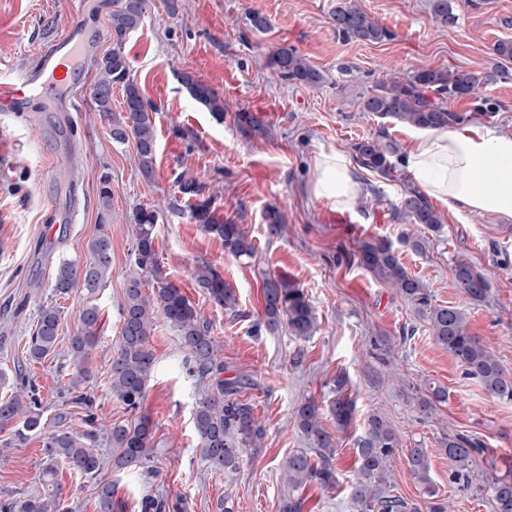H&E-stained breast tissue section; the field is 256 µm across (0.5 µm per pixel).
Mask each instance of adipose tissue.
<instances>
[{"instance_id":"1","label":"adipose tissue","mask_w":512,"mask_h":512,"mask_svg":"<svg viewBox=\"0 0 512 512\" xmlns=\"http://www.w3.org/2000/svg\"><path fill=\"white\" fill-rule=\"evenodd\" d=\"M408 169L423 193L455 213L512 220V134L492 129L433 130L420 135ZM311 190L339 211L358 205L362 184L349 157L320 152Z\"/></svg>"}]
</instances>
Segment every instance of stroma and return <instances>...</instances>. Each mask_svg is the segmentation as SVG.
<instances>
[{"instance_id": "stroma-1", "label": "stroma", "mask_w": 512, "mask_h": 512, "mask_svg": "<svg viewBox=\"0 0 512 512\" xmlns=\"http://www.w3.org/2000/svg\"><path fill=\"white\" fill-rule=\"evenodd\" d=\"M339 0H150L142 25L127 39L124 53L131 74L156 106L157 159L153 181L138 170L132 144L113 142L105 118L95 109L91 88L94 64L112 49V0H0V79L17 78L37 61L41 48L59 37L71 16L87 11V28L96 34L93 63L79 71L82 92L72 112L56 103L38 111L0 112V370L23 362V346L40 306L63 307L58 344L44 361L25 371L41 391L46 417L64 412L71 369L68 342L77 327L80 293H53L56 266L69 258L91 259L87 243L99 233L97 186L102 172L112 175V273L93 301L101 309V348L92 359V391L104 423H124L132 413L113 399L107 371L121 336L120 304L129 277L130 218L141 207L158 209V258L168 281L209 322L221 344L225 376L247 375L255 413L265 429L259 447L248 449L237 471L216 474L199 460L192 416L204 385L188 373L187 351L177 333L157 324L149 345L155 368L142 411L156 425L153 457L142 474L112 469V448L98 443L103 461L100 480L118 487L124 512H139L148 492H163L184 502V512H219L227 500L233 512H278L288 488L281 464L308 441L294 423L293 409L311 398L326 405L342 393L355 402L354 418L335 432L332 488L307 486L303 512H352L350 485L357 467V440L371 412L385 414L404 447L422 442L429 476L448 512H491L478 485L454 483L451 466L438 448L445 433L479 439L485 458L498 473H512V402L491 398L464 378L457 361L418 328L412 307L391 288L359 267L353 258L364 241L398 243L408 272L430 289L435 302L464 309L471 333L491 349L512 374V222L492 215L465 218L435 203L443 230L426 253L401 246L406 225L392 212L402 191L413 185L407 155L416 129L359 110L361 98L381 83L428 68L461 67L477 72L493 64L491 48L512 40V0H455L456 22H433L429 0H356L390 33L378 43L336 34L331 12ZM259 12L266 30L251 28ZM292 47L324 75L308 87L271 77L265 59ZM192 72L228 102L229 113L216 121L182 88L178 74ZM486 109L449 99L448 107L471 111L468 125L512 133V79L483 90ZM250 110L269 124V138L245 137L235 112ZM385 136L396 151L391 178L365 168L357 208L338 212L309 190L319 152L353 155L360 139ZM206 184L220 215L233 218L255 246L253 257L236 259L220 239L204 233L180 201V179ZM278 207L287 230L268 238L263 216ZM465 258L491 284L486 303L471 304L453 288V262ZM217 267L234 288L238 306L230 313L212 305L191 275L196 265ZM282 277L302 288L313 305L319 329L302 345V365L291 362L297 347L287 330L256 333L263 311L265 277ZM433 382L448 389L447 403L432 417L418 413L415 389ZM42 437L16 442L0 427V499L39 489L44 465Z\"/></svg>"}]
</instances>
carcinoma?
<instances>
[{"mask_svg":"<svg viewBox=\"0 0 512 512\" xmlns=\"http://www.w3.org/2000/svg\"><path fill=\"white\" fill-rule=\"evenodd\" d=\"M111 18L112 51L95 62L99 76L91 89L97 111L106 117L112 140L133 141L139 170L147 181L153 179L156 162V107L146 98L141 86L131 74L130 63L123 48L130 34L141 25L148 0H113ZM431 17L442 25L455 22L453 0H430ZM336 32L348 39L377 43L388 32L352 0H340L332 11ZM265 67L282 80L298 81L315 86L323 80L322 73L296 50L281 47L270 52ZM512 74L503 66L492 74L483 75L463 69L433 68L383 83L376 93L362 99L359 110L393 123H402L418 130H443L470 120L466 112L450 111L448 97L479 100L480 88L495 77ZM179 81L189 96L206 107L213 116L224 118V103L207 84L192 74H179ZM121 89L122 107L112 110V90ZM235 121L248 136H267L269 129L252 112L240 111ZM357 161L383 178L391 176V158L395 147L380 137L361 139L353 146ZM179 193L188 202L193 223L209 235L224 242V250L241 258L254 253L252 241L233 219L217 214L213 197L205 194V186L196 179L179 181ZM98 204L101 226L109 225L112 216V177L104 172L99 177ZM397 219L410 227L402 244L422 253L430 244V236L441 231V220L417 189H408L395 208ZM264 223L272 237L283 235L285 218L276 208L266 210ZM134 224L132 257L135 266L152 278L157 288L147 293L138 278L129 280L120 306L121 338L108 371L112 397L134 413L131 423L112 424L106 429L112 446V467L120 470L139 469L150 461L154 424L141 413L145 390L154 370L155 358L149 338L158 321H164L182 340L188 351L189 373L207 382L200 393L194 413L201 462L220 472L238 469L244 450L256 448L264 429L255 415V407L243 400V392L254 386L246 375L225 378L224 361L218 358L221 344L211 334L210 324L200 311L163 274L156 251V211L141 207L132 216ZM91 261L81 265L63 259L54 277V291L64 297L81 291L90 298L112 272V238L101 232L87 244ZM358 264L388 287L394 289L412 306L417 318L436 344L448 351L462 368L464 377L477 380L493 398L512 401V377H508L489 347L471 334L464 310L433 302V296L418 278L408 273L392 242L376 239L361 243L356 251ZM198 288L216 307L235 312L237 295L214 266L201 264L192 272ZM454 286L472 303L488 301L490 283L483 273L465 259L454 261ZM264 310L256 331L275 334L283 327L298 342H307L318 329L317 316L304 290L280 277L267 278L263 284ZM100 308L87 301L78 311V326L69 338L68 358L71 367V391L68 406L70 416H79L82 429L62 426L66 416L44 418L39 388L23 369H14L15 380L9 396L0 399V426H10L19 443L31 435L43 436L44 467L40 476L42 491L25 497L0 500V512H69L61 492L58 464L86 480L98 484L95 512H122V501L112 482L98 479L102 461L96 441L100 422L94 397L82 385L93 377L90 358L99 336ZM61 310L54 305L39 308L34 329L24 346L25 359L38 362L56 351ZM418 411L429 416L448 402V390L428 384L415 390ZM355 404L339 394L322 409L313 399L302 401L293 410L294 421L307 437L311 447L288 454L283 461V478L288 494L281 498L278 512H302L304 500L299 490L311 483L322 488L336 485L334 439L323 419L343 428L350 424ZM441 451L453 466L449 479L471 480L475 460L484 448L477 439L463 433H447L438 441ZM404 456L411 475L422 486L428 512H447L448 506L437 500V490L429 476L428 451L420 445L404 448L394 427L380 412L368 417L364 435L357 442V467L351 482L353 512H419L416 504L393 493L389 478L390 466L398 456ZM485 480L491 493L492 512H512V476L497 474L488 466ZM140 512H183L182 503L163 494L147 493L140 502Z\"/></svg>","mask_w":512,"mask_h":512,"instance_id":"carcinoma-1","label":"carcinoma"}]
</instances>
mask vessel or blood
<instances>
[{"label": "vessel or blood", "instance_id": "1", "mask_svg": "<svg viewBox=\"0 0 512 512\" xmlns=\"http://www.w3.org/2000/svg\"><path fill=\"white\" fill-rule=\"evenodd\" d=\"M89 55L85 27L74 20L63 35L43 47L34 68L18 78L0 80V112H30L47 100L73 98L68 88L72 69Z\"/></svg>", "mask_w": 512, "mask_h": 512}]
</instances>
